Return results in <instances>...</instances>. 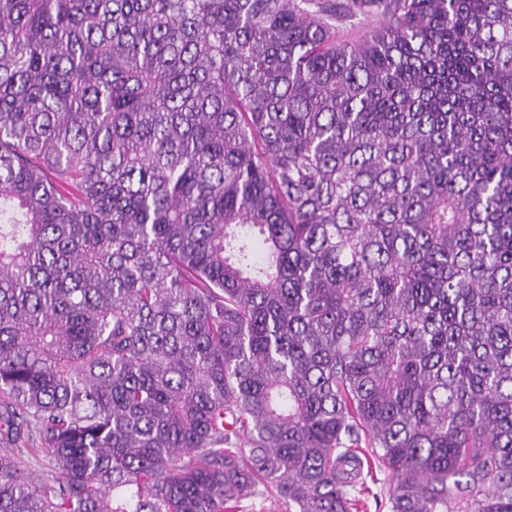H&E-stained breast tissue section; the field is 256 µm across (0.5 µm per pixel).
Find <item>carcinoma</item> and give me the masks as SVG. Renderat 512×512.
I'll return each mask as SVG.
<instances>
[{
	"mask_svg": "<svg viewBox=\"0 0 512 512\" xmlns=\"http://www.w3.org/2000/svg\"><path fill=\"white\" fill-rule=\"evenodd\" d=\"M34 432L0 512H512V0H0Z\"/></svg>",
	"mask_w": 512,
	"mask_h": 512,
	"instance_id": "1",
	"label": "carcinoma"
}]
</instances>
